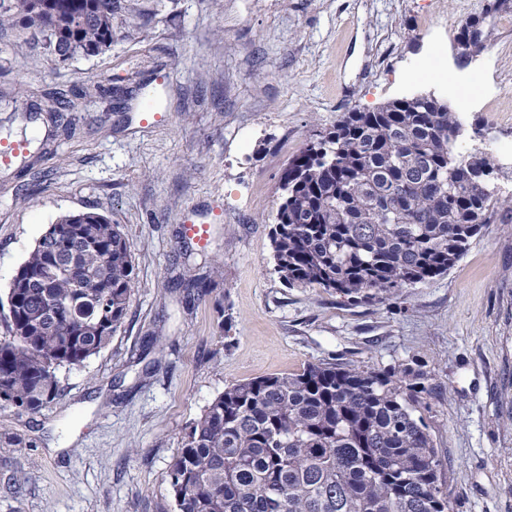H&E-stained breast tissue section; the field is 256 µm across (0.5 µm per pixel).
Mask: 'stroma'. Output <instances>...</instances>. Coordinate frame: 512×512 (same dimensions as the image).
<instances>
[{
    "mask_svg": "<svg viewBox=\"0 0 512 512\" xmlns=\"http://www.w3.org/2000/svg\"><path fill=\"white\" fill-rule=\"evenodd\" d=\"M490 0H152L144 37L67 60L0 35V93L101 86L73 133L33 126L41 159L0 163V337L16 268L60 216L95 211L129 241L136 284L111 342L57 369V397L0 406V512H175L166 480L185 433L232 384L340 361L424 365V417L455 512H512V212L448 273L401 299L350 304L286 287L270 260L282 169L346 112L459 93L455 37ZM457 145L512 146V6L500 10ZM152 105L163 114L144 120ZM209 224L210 290L188 295Z\"/></svg>",
    "mask_w": 512,
    "mask_h": 512,
    "instance_id": "35a3bbf8",
    "label": "stroma"
}]
</instances>
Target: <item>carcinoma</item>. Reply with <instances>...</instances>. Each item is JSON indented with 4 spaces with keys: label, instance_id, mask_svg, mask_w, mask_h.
Instances as JSON below:
<instances>
[{
    "label": "carcinoma",
    "instance_id": "obj_1",
    "mask_svg": "<svg viewBox=\"0 0 512 512\" xmlns=\"http://www.w3.org/2000/svg\"><path fill=\"white\" fill-rule=\"evenodd\" d=\"M137 0H0V32L20 28L50 53L97 55L141 33ZM71 96L40 108L71 130ZM456 114L434 99L347 113L288 160L270 232L289 287L317 285L354 303L390 301L444 275L512 200L486 182V152L460 159ZM7 292L0 404L37 410L58 392L55 370L98 354L122 324L134 286L119 225L61 216ZM431 373L310 364L224 389L186 433L167 471L176 512H454L420 395Z\"/></svg>",
    "mask_w": 512,
    "mask_h": 512
}]
</instances>
